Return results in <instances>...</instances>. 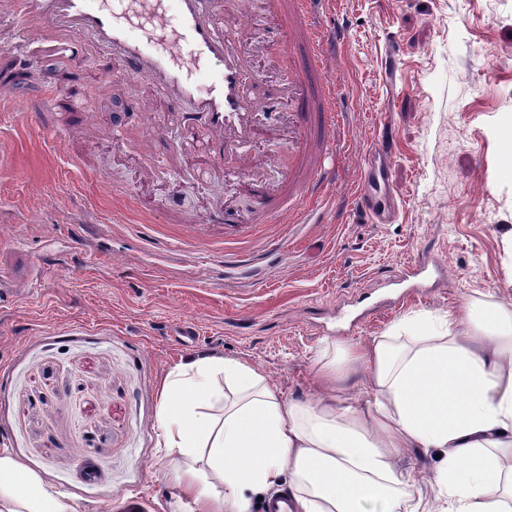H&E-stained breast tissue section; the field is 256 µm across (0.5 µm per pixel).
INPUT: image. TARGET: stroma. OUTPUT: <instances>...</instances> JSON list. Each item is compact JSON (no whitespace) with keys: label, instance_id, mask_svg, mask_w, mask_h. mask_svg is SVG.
I'll return each mask as SVG.
<instances>
[{"label":"stroma","instance_id":"stroma-1","mask_svg":"<svg viewBox=\"0 0 512 512\" xmlns=\"http://www.w3.org/2000/svg\"><path fill=\"white\" fill-rule=\"evenodd\" d=\"M327 21L345 36L326 77L350 108V139L381 127L393 152L381 224L346 209L359 183L347 151L320 223L205 225L214 205L246 211L251 196L223 164H193L145 80L76 57L0 86V264L51 261L0 309V450L86 512L134 496L147 512H184L156 415L164 376L191 354L243 360L307 402L324 345L370 343L477 291L512 305V0H338ZM300 60L257 54V99L287 111L279 91ZM67 76L83 80L78 119L51 103ZM275 244L280 258L241 275ZM427 253L444 266L432 287L398 289L372 312L382 276ZM187 323L198 337L184 346Z\"/></svg>","mask_w":512,"mask_h":512}]
</instances>
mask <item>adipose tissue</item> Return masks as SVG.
Returning <instances> with one entry per match:
<instances>
[{"instance_id":"adipose-tissue-1","label":"adipose tissue","mask_w":512,"mask_h":512,"mask_svg":"<svg viewBox=\"0 0 512 512\" xmlns=\"http://www.w3.org/2000/svg\"><path fill=\"white\" fill-rule=\"evenodd\" d=\"M365 372L363 403L337 400ZM326 392L291 402L242 360L195 355L166 375L156 417L193 512H250L287 485L295 512H432L404 449H435L447 512H512V307L468 297L459 312H412L366 345L330 346ZM0 512H83L80 501L0 452Z\"/></svg>"}]
</instances>
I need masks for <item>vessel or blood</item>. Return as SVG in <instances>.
I'll use <instances>...</instances> for the list:
<instances>
[{
  "mask_svg": "<svg viewBox=\"0 0 512 512\" xmlns=\"http://www.w3.org/2000/svg\"><path fill=\"white\" fill-rule=\"evenodd\" d=\"M143 0L140 10L159 17L152 30L135 23L131 0H0V28L17 30L7 47L8 65L0 68V84L12 83L29 73L36 57L71 58L94 50L97 66L105 71L120 65L128 78L147 79L171 105L178 124L204 140L207 149L195 156L200 166L223 160L259 197L274 192L255 178L262 160L257 142L267 132L260 119L259 103L252 92L253 74L249 60L256 48L243 26L229 25L223 0ZM331 0H239L244 20L261 14L273 19L275 32L286 47L303 46L308 63L296 69L285 93L299 102L297 111L284 113L288 124L291 163L277 194L280 203L269 212L270 222L289 215L300 223L319 205L325 188L333 180L335 167L318 166L309 176L304 194L293 186L309 160L312 129L322 132L320 144L330 150L336 132L345 119L336 104L334 88L325 83L326 46H340V34L328 31L321 18ZM47 20L37 40L21 37L24 24ZM209 76L208 91H201L202 76ZM83 88L72 83L56 96V104L67 112L84 109ZM375 171L364 173L362 188L352 197L354 210L371 223L384 221L385 209L376 196ZM438 261L430 255L404 267L406 279L422 284L438 271Z\"/></svg>",
  "mask_w": 512,
  "mask_h": 512,
  "instance_id": "b4317fda",
  "label": "vessel or blood"
}]
</instances>
